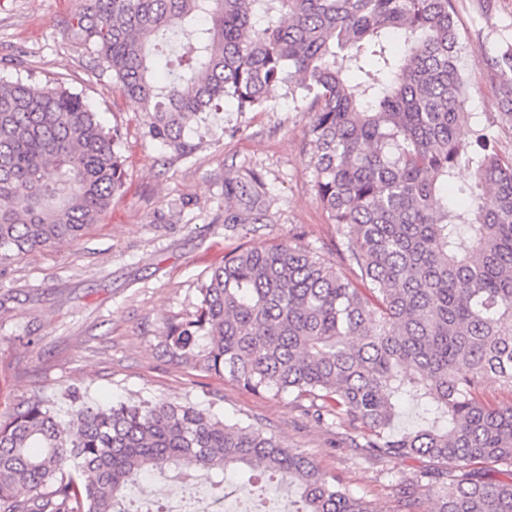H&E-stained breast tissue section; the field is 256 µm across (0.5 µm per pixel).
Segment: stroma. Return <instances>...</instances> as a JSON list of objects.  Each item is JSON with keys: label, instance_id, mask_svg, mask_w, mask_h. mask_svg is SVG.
Returning a JSON list of instances; mask_svg holds the SVG:
<instances>
[{"label": "stroma", "instance_id": "stroma-1", "mask_svg": "<svg viewBox=\"0 0 512 512\" xmlns=\"http://www.w3.org/2000/svg\"><path fill=\"white\" fill-rule=\"evenodd\" d=\"M452 2L466 109L494 126L499 150L512 156V126L500 121L497 89L479 62L512 41V0ZM84 4L0 0V80H55L81 94L106 127L119 128L126 159L122 193L79 240L0 263V421L36 396L62 417L72 394L100 403L210 402L225 419L276 434L380 512H392L391 483L435 463L371 457L348 446L349 425L318 422L310 400L253 393L230 377L170 361L160 345L167 327L193 312L201 277L234 248L338 240L304 154L307 109L277 87L267 111L225 104L187 133L191 153L166 149L143 136L138 104L116 90L95 46L74 37ZM241 168L265 176L264 223L224 221V174Z\"/></svg>", "mask_w": 512, "mask_h": 512}]
</instances>
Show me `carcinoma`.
<instances>
[{
  "label": "carcinoma",
  "instance_id": "carcinoma-1",
  "mask_svg": "<svg viewBox=\"0 0 512 512\" xmlns=\"http://www.w3.org/2000/svg\"><path fill=\"white\" fill-rule=\"evenodd\" d=\"M93 42L144 134L172 151L228 101L265 112L283 87L309 110L316 201L336 258L281 242L239 246L211 268L162 347L180 365L258 394L308 396L348 422L351 446L447 468L399 484L394 512H512V157L465 111L452 0H90ZM512 124V44L481 58ZM466 168L471 180L455 182ZM118 130L61 85L0 82V262L72 242L122 193ZM459 203L448 205L447 193ZM255 169L224 176V223L261 224ZM61 420L33 399L0 422V512H126L145 473L224 471L298 490L295 512H379L273 434L164 399L109 408L69 397ZM415 424L394 432L402 403Z\"/></svg>",
  "mask_w": 512,
  "mask_h": 512
}]
</instances>
